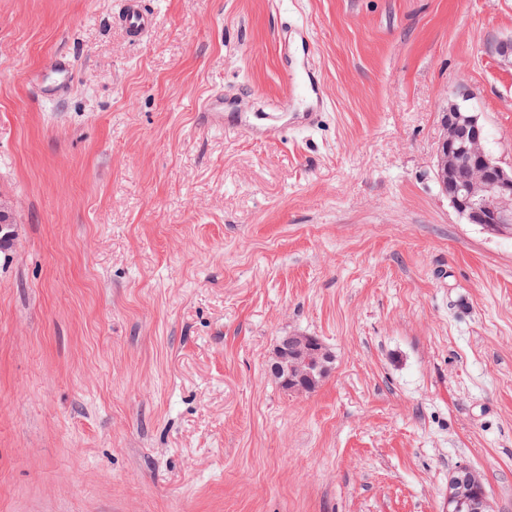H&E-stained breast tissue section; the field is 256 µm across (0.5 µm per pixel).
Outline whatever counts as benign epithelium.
<instances>
[{"label": "benign epithelium", "mask_w": 512, "mask_h": 512, "mask_svg": "<svg viewBox=\"0 0 512 512\" xmlns=\"http://www.w3.org/2000/svg\"><path fill=\"white\" fill-rule=\"evenodd\" d=\"M448 132L437 149V182L468 224L496 233L512 231V166L505 167L485 148L480 115H464L452 94L442 112ZM332 355L315 336L290 333L269 357L270 374L288 392L313 393L330 371ZM444 512H493L481 475L460 466L448 477Z\"/></svg>", "instance_id": "1"}]
</instances>
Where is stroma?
Returning a JSON list of instances; mask_svg holds the SVG:
<instances>
[{
  "instance_id": "stroma-1",
  "label": "stroma",
  "mask_w": 512,
  "mask_h": 512,
  "mask_svg": "<svg viewBox=\"0 0 512 512\" xmlns=\"http://www.w3.org/2000/svg\"><path fill=\"white\" fill-rule=\"evenodd\" d=\"M0 0V512H512V235L436 181L464 93L512 163V0ZM304 22L326 106L266 141ZM71 62L42 98L44 63ZM332 369L295 397L279 336ZM117 21L130 40L140 42L155 27L156 16L145 6L144 0H124ZM48 70L55 75V79L47 86L50 89V96L56 100H61L67 93L70 82L69 67L66 63L50 60L47 63ZM201 122L204 126L214 130H224L234 133H244L255 139L268 138L269 129L265 126L246 125L242 120L234 121L224 114V99L221 97H208L198 105ZM332 355L316 336H281L269 357V372L288 392L313 393L330 371ZM443 511L493 512L481 475L468 466H460L448 477V495Z\"/></svg>"
}]
</instances>
